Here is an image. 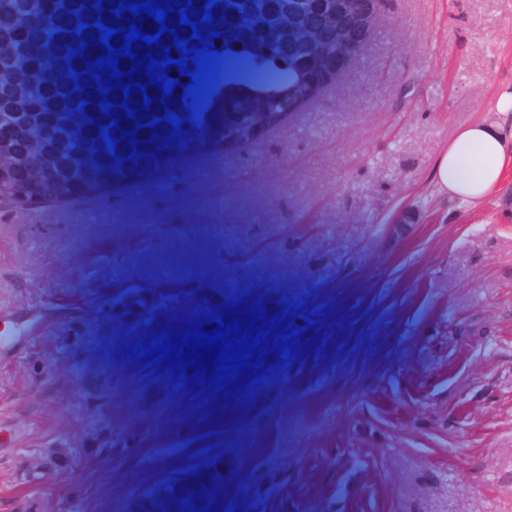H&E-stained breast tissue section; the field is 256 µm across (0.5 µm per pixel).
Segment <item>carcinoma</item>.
I'll return each mask as SVG.
<instances>
[{
	"label": "carcinoma",
	"mask_w": 512,
	"mask_h": 512,
	"mask_svg": "<svg viewBox=\"0 0 512 512\" xmlns=\"http://www.w3.org/2000/svg\"><path fill=\"white\" fill-rule=\"evenodd\" d=\"M98 0H13L9 9L0 10V33L12 35L8 56L11 69L22 75L7 83H0V131L15 129L19 113L30 108L39 112H58L68 109L74 102L88 101L83 107L91 115V126L85 139L89 148L82 155L62 154L51 159L47 184L63 193L82 195L87 191L88 182L94 173L101 174L100 182L112 183L114 187L140 181L159 172L169 173L175 157L162 152L139 151L129 159L122 146L128 143L122 130H109L110 137L120 146L115 155L107 152L101 130L113 118H122L117 111L108 115L101 113L98 103L101 95L86 93L78 96L71 84L72 72L61 76L62 85L53 94H46L34 88L27 73L35 70L38 55L33 50L27 27L13 24L16 15L23 16L27 23L35 22L42 31V41L46 48L62 52L77 64L76 73L85 78L83 71L97 66L98 52L90 46L80 47V43L99 38L100 32L92 26L97 19L111 28L122 25V21L110 13L111 4L105 10H96ZM351 8L350 0H221L214 5L212 12L217 14L209 24H199L201 38L213 31L220 36L215 45L224 49L223 76L213 81L215 88L204 101L206 111L201 123L188 121L190 110L172 105L182 120L177 130L182 151L205 143L204 132L212 123L228 120L224 124V144L229 145L230 131L241 127L257 113L280 115L293 112L306 100L319 92L332 77L327 71V63L336 55L345 35L327 43L320 41V33L312 22H323L336 14V11ZM113 23H108V19ZM89 25L83 33L76 34L81 24ZM172 129L163 121L153 128L140 129L137 137L150 144L160 140ZM35 145V134L16 136L11 134L0 140V178L8 182L16 171V164L24 152ZM210 469V487L205 483L191 484L189 477H198V469L185 471L174 479L162 482L175 504V512H198L193 508L197 490L205 497L204 505L214 501L213 489L224 488V462L214 459L205 464ZM180 496H174V493ZM188 503H183V500Z\"/></svg>",
	"instance_id": "1"
}]
</instances>
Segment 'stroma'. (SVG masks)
Masks as SVG:
<instances>
[{
  "instance_id": "stroma-1",
  "label": "stroma",
  "mask_w": 512,
  "mask_h": 512,
  "mask_svg": "<svg viewBox=\"0 0 512 512\" xmlns=\"http://www.w3.org/2000/svg\"><path fill=\"white\" fill-rule=\"evenodd\" d=\"M505 87L512 0H373L319 101L234 132L241 166L211 142L165 182L84 196L49 227V251L29 225L0 224V259L19 246L20 274L58 303L31 355L48 370L13 381L0 416L47 398L78 407L64 423L77 457L55 490L26 487L21 455L0 454V512H125L177 460L217 455L235 512H422L444 476L496 512L512 497V176L471 206L433 173ZM207 161L224 169L228 206L251 190L274 223H205ZM134 280L155 306L120 328L102 303ZM234 298L307 313L290 360L238 392L239 417L217 430L215 394L135 348L180 316L169 302L193 324ZM308 319L321 338L307 358Z\"/></svg>"
}]
</instances>
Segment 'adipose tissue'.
Wrapping results in <instances>:
<instances>
[{
  "label": "adipose tissue",
  "mask_w": 512,
  "mask_h": 512,
  "mask_svg": "<svg viewBox=\"0 0 512 512\" xmlns=\"http://www.w3.org/2000/svg\"><path fill=\"white\" fill-rule=\"evenodd\" d=\"M495 116L457 129L438 157L434 177L456 198L477 204L512 170V92L502 91Z\"/></svg>",
  "instance_id": "1"
}]
</instances>
